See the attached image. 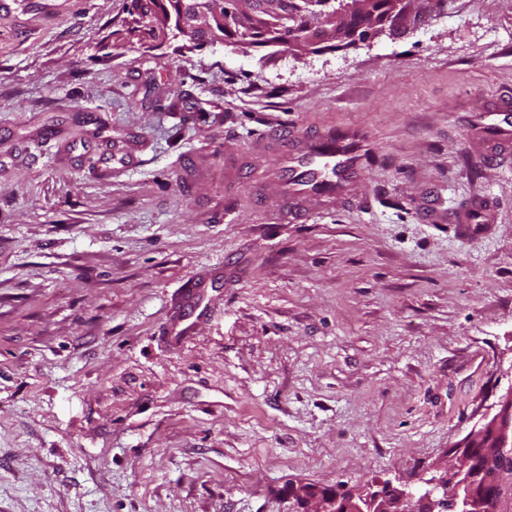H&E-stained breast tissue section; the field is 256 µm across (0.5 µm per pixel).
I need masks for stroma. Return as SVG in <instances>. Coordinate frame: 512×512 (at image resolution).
<instances>
[{"mask_svg": "<svg viewBox=\"0 0 512 512\" xmlns=\"http://www.w3.org/2000/svg\"><path fill=\"white\" fill-rule=\"evenodd\" d=\"M0 8V512H294L414 488L512 387V0H412L354 46L185 48L132 0ZM359 128L360 201L281 224L272 128ZM134 157L104 174L113 147ZM261 187L264 203L253 197ZM477 234L459 228L471 201ZM205 279L208 313L168 329ZM472 133L488 141L495 148L491 156L499 157L506 153L512 140V114L507 109L484 107L470 116ZM375 487L378 489L375 490ZM417 490H405L391 482L370 483L342 499L331 490L301 485L291 490V495L303 506L305 512H417L415 508L402 509L411 503ZM358 498L356 502L354 500ZM393 506L396 508L393 509Z\"/></svg>", "mask_w": 512, "mask_h": 512, "instance_id": "35a3bbf8", "label": "stroma"}]
</instances>
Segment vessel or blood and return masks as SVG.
Wrapping results in <instances>:
<instances>
[{
  "mask_svg": "<svg viewBox=\"0 0 512 512\" xmlns=\"http://www.w3.org/2000/svg\"><path fill=\"white\" fill-rule=\"evenodd\" d=\"M472 133L492 144L496 154L512 149V112L482 108L470 116ZM364 136L355 127H326L298 134L272 130L250 145L246 154L229 165L227 183L248 179L256 157L278 155L276 181L279 192L274 208L281 223L304 220L310 206H335L337 199L356 201L365 156Z\"/></svg>",
  "mask_w": 512,
  "mask_h": 512,
  "instance_id": "b4317fda",
  "label": "vessel or blood"
}]
</instances>
